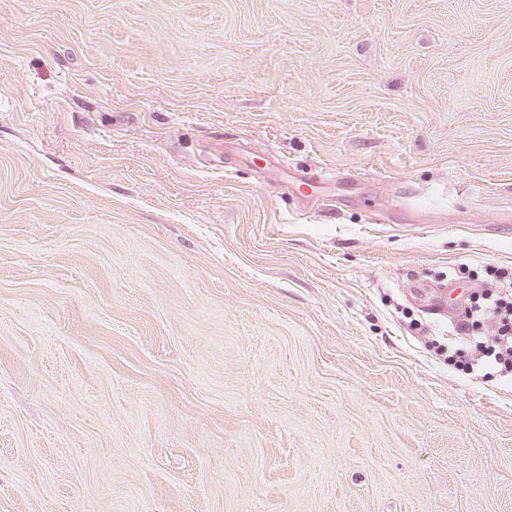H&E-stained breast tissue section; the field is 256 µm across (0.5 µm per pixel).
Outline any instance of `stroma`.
I'll list each match as a JSON object with an SVG mask.
<instances>
[{
    "mask_svg": "<svg viewBox=\"0 0 512 512\" xmlns=\"http://www.w3.org/2000/svg\"><path fill=\"white\" fill-rule=\"evenodd\" d=\"M490 266L512 0H0V512H512ZM491 272L495 282L482 287L486 289L477 302L465 308L458 327L465 335L471 331L475 336V328L486 324L489 334L474 343L475 355L470 364L481 367L489 362L508 373L512 370V273L510 276L496 269Z\"/></svg>",
    "mask_w": 512,
    "mask_h": 512,
    "instance_id": "35a3bbf8",
    "label": "stroma"
}]
</instances>
